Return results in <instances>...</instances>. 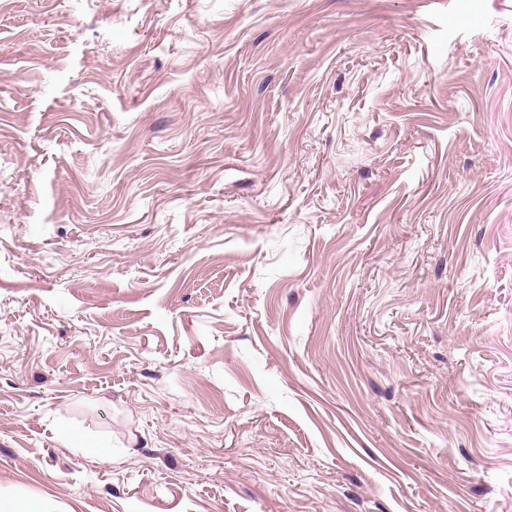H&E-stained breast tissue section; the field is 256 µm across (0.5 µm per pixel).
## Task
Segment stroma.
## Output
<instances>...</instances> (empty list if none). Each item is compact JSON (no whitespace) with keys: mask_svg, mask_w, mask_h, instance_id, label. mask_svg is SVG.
Instances as JSON below:
<instances>
[{"mask_svg":"<svg viewBox=\"0 0 512 512\" xmlns=\"http://www.w3.org/2000/svg\"><path fill=\"white\" fill-rule=\"evenodd\" d=\"M0 495L512 512V0H0Z\"/></svg>","mask_w":512,"mask_h":512,"instance_id":"1","label":"stroma"}]
</instances>
